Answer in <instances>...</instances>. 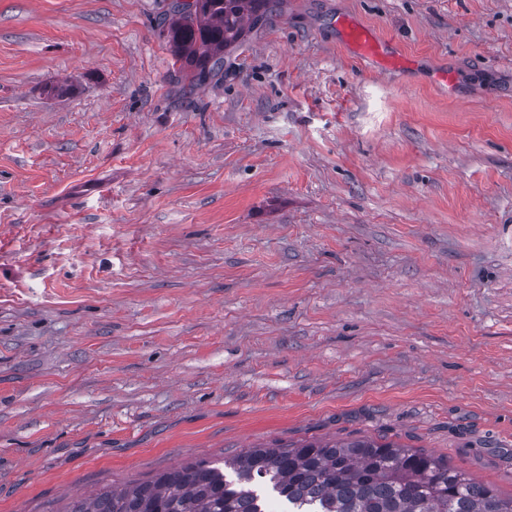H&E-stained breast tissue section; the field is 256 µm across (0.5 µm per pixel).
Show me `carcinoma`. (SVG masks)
<instances>
[{"instance_id": "cac0c4a2", "label": "carcinoma", "mask_w": 512, "mask_h": 512, "mask_svg": "<svg viewBox=\"0 0 512 512\" xmlns=\"http://www.w3.org/2000/svg\"><path fill=\"white\" fill-rule=\"evenodd\" d=\"M278 0L174 4L161 36L175 63L201 83L224 68V52ZM268 490L288 512H512V497L414 448L365 438L246 448L220 469L207 461L76 501L69 512H271Z\"/></svg>"}]
</instances>
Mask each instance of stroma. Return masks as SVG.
Here are the masks:
<instances>
[{
    "instance_id": "obj_1",
    "label": "stroma",
    "mask_w": 512,
    "mask_h": 512,
    "mask_svg": "<svg viewBox=\"0 0 512 512\" xmlns=\"http://www.w3.org/2000/svg\"><path fill=\"white\" fill-rule=\"evenodd\" d=\"M173 3L0 0V512L364 436L511 497L512 0H282L201 84ZM336 29L340 32L343 41L358 55L373 57L378 62L384 61L389 65L398 63L395 55L387 50L386 44H383L367 28L358 25L352 19L337 18Z\"/></svg>"
}]
</instances>
